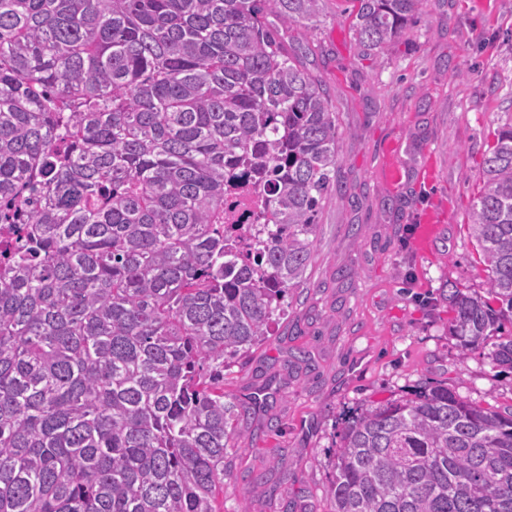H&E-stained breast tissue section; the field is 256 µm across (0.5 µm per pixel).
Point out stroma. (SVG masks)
<instances>
[{
  "instance_id": "obj_1",
  "label": "stroma",
  "mask_w": 512,
  "mask_h": 512,
  "mask_svg": "<svg viewBox=\"0 0 512 512\" xmlns=\"http://www.w3.org/2000/svg\"><path fill=\"white\" fill-rule=\"evenodd\" d=\"M352 9L325 0L315 26L281 32L329 95L340 162L307 281L224 371L241 412L224 512H331L342 421L363 405L445 384L512 407V370L492 364V342L459 359L444 297L446 284L478 291L487 279L468 222L492 134L512 116V0H426L375 56L357 50Z\"/></svg>"
}]
</instances>
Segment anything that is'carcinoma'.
<instances>
[{"label": "carcinoma", "instance_id": "carcinoma-1", "mask_svg": "<svg viewBox=\"0 0 512 512\" xmlns=\"http://www.w3.org/2000/svg\"><path fill=\"white\" fill-rule=\"evenodd\" d=\"M324 0H0V512H223L224 369L286 314L333 187L326 92L266 22ZM360 53L424 0H354ZM257 223H224L227 176ZM448 290L459 357L512 321V118ZM494 364L512 369V338ZM333 512H512V411L444 385L345 418Z\"/></svg>", "mask_w": 512, "mask_h": 512}]
</instances>
